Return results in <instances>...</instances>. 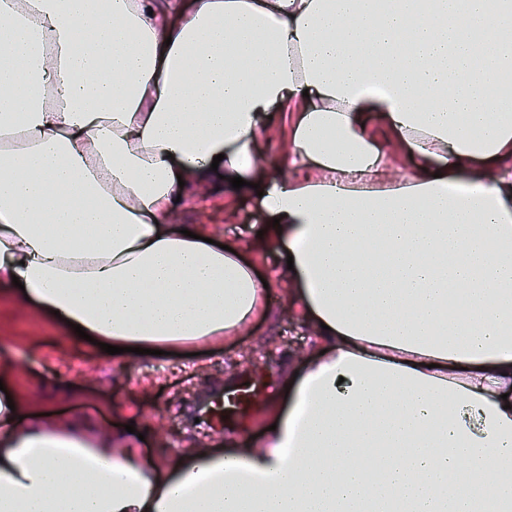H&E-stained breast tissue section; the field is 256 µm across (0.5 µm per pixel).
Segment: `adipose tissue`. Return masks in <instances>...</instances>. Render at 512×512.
Wrapping results in <instances>:
<instances>
[{"label": "adipose tissue", "mask_w": 512, "mask_h": 512, "mask_svg": "<svg viewBox=\"0 0 512 512\" xmlns=\"http://www.w3.org/2000/svg\"><path fill=\"white\" fill-rule=\"evenodd\" d=\"M486 87L512 103V0H0V289L118 347L235 335L269 290L169 218L239 177L321 349L256 448L145 455L0 398V512H474V485L512 512V114ZM272 112H281V116L278 120L275 119L262 132L266 156L270 162L276 161L281 157L289 137L288 108L275 105L272 108Z\"/></svg>", "instance_id": "adipose-tissue-1"}]
</instances>
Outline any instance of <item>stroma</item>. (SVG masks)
<instances>
[{"mask_svg": "<svg viewBox=\"0 0 512 512\" xmlns=\"http://www.w3.org/2000/svg\"><path fill=\"white\" fill-rule=\"evenodd\" d=\"M196 224L217 241L249 248L267 222L252 198L211 192L188 194L176 218ZM259 273L275 275L273 314L254 320L240 335L213 343L208 353L148 359L115 358L89 342L71 347L63 326L45 320L34 306L0 299V349L12 353V388L29 397H54L60 385L69 395L55 399L57 416L81 415L100 429L121 422L123 403L135 411L146 430L143 451L173 454L187 448L223 447L226 440L261 445L271 402L283 400L289 364L303 365L316 351L301 315L291 314L287 285L278 279L273 253H254ZM254 385L258 402L248 421L228 414L222 430L208 429L217 398L229 386Z\"/></svg>", "mask_w": 512, "mask_h": 512, "instance_id": "1", "label": "stroma"}]
</instances>
